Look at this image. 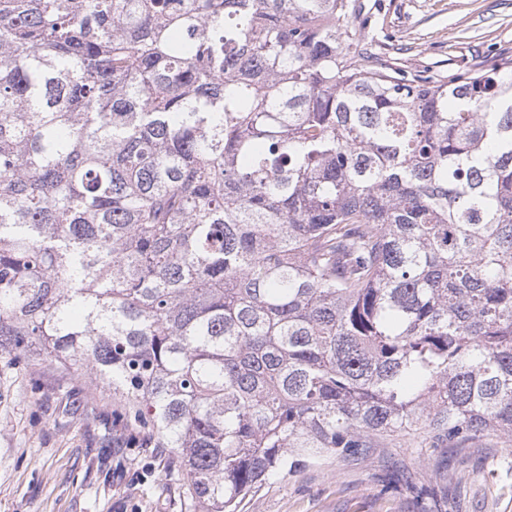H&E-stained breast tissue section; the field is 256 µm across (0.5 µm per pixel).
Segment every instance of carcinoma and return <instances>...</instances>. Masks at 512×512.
Segmentation results:
<instances>
[{"label": "carcinoma", "instance_id": "obj_1", "mask_svg": "<svg viewBox=\"0 0 512 512\" xmlns=\"http://www.w3.org/2000/svg\"><path fill=\"white\" fill-rule=\"evenodd\" d=\"M352 0H0V347L195 512L419 430L512 440V59L407 78Z\"/></svg>", "mask_w": 512, "mask_h": 512}]
</instances>
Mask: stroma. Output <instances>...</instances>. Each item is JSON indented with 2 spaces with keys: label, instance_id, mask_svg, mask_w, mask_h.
Listing matches in <instances>:
<instances>
[{
  "label": "stroma",
  "instance_id": "1",
  "mask_svg": "<svg viewBox=\"0 0 512 512\" xmlns=\"http://www.w3.org/2000/svg\"><path fill=\"white\" fill-rule=\"evenodd\" d=\"M383 57L426 76L512 58V0H360ZM0 512H192L168 454L119 397L44 355L0 350ZM238 512H512L495 434L383 441L268 478Z\"/></svg>",
  "mask_w": 512,
  "mask_h": 512
}]
</instances>
